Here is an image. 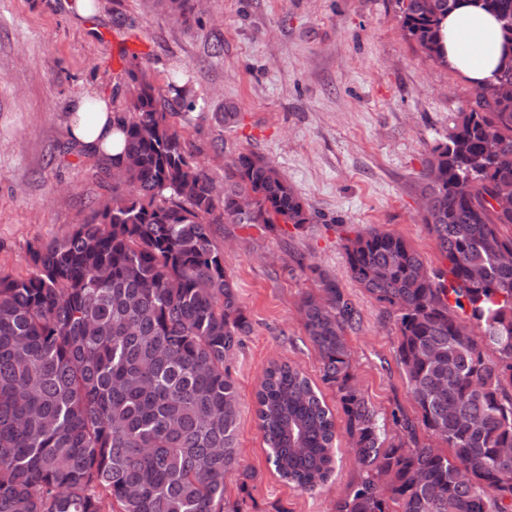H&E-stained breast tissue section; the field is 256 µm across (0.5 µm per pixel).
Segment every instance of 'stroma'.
Wrapping results in <instances>:
<instances>
[{
	"label": "stroma",
	"mask_w": 512,
	"mask_h": 512,
	"mask_svg": "<svg viewBox=\"0 0 512 512\" xmlns=\"http://www.w3.org/2000/svg\"><path fill=\"white\" fill-rule=\"evenodd\" d=\"M127 52L160 85L173 66L191 68L200 99L177 124L215 182L239 152L253 151L318 216L299 227L228 224L216 238L250 326L228 362L241 468L225 476L224 500L241 512H335L361 476L344 429L327 483L300 491L268 461L256 392L275 360L319 382L298 307L316 291L320 269L340 281L359 314L346 335L355 384L381 414H413L399 332L350 279L343 231L394 233L427 266H441L418 208L421 173L476 87L404 39L391 0H203L189 28L156 0H96L82 18L64 0H0L1 271L27 275L32 247L89 217L87 201L102 191L99 160L70 146L69 106L111 92ZM228 105L238 112L231 125L216 117ZM244 468L251 479H242Z\"/></svg>",
	"instance_id": "35a3bbf8"
}]
</instances>
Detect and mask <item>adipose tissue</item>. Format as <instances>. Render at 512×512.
<instances>
[{"instance_id": "obj_1", "label": "adipose tissue", "mask_w": 512, "mask_h": 512, "mask_svg": "<svg viewBox=\"0 0 512 512\" xmlns=\"http://www.w3.org/2000/svg\"><path fill=\"white\" fill-rule=\"evenodd\" d=\"M444 55L448 69L470 83L489 82L502 52L500 26L492 15L461 0L442 22ZM70 141L81 151L111 160L123 147L112 115L110 98H78L71 108L68 126Z\"/></svg>"}]
</instances>
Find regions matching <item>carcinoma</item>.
Returning <instances> with one entry per match:
<instances>
[{
  "label": "carcinoma",
  "mask_w": 512,
  "mask_h": 512,
  "mask_svg": "<svg viewBox=\"0 0 512 512\" xmlns=\"http://www.w3.org/2000/svg\"><path fill=\"white\" fill-rule=\"evenodd\" d=\"M458 0H394L405 39L437 61L439 21ZM512 50V0H476ZM190 25L196 0H157ZM477 87L422 172V213L443 266L428 269L400 236L347 239L353 281L394 318L417 416L392 414L398 437L353 383L346 331L357 311L317 272L300 318L336 389L361 470L336 512H512V54ZM194 77L164 87L138 63L112 92L123 136L121 181L92 215L31 250L26 276L0 272V512H224V476L239 468V402L226 361L248 320L224 253L223 224L317 218L270 159L240 152L224 193L194 160L174 106L196 108ZM244 194L255 199L238 212ZM480 339H475L474 330ZM257 418L276 474L304 492L334 469L335 419L299 369L274 364Z\"/></svg>",
  "instance_id": "cac0c4a2"
}]
</instances>
